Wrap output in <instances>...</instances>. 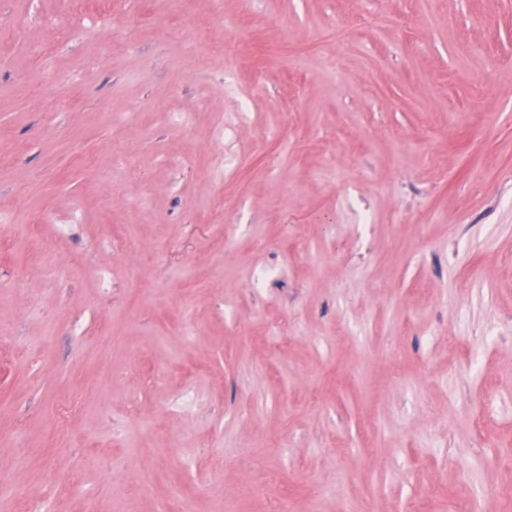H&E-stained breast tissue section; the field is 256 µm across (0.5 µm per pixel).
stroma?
<instances>
[{
  "label": "stroma",
  "mask_w": 512,
  "mask_h": 512,
  "mask_svg": "<svg viewBox=\"0 0 512 512\" xmlns=\"http://www.w3.org/2000/svg\"><path fill=\"white\" fill-rule=\"evenodd\" d=\"M0 9L11 485L45 512H272L250 489L276 472L290 512H455L466 472L475 512H512V0H123L107 55L72 0ZM46 19L81 80L23 94ZM202 23L217 53L183 55ZM281 25L297 66L240 69Z\"/></svg>",
  "instance_id": "35a3bbf8"
}]
</instances>
